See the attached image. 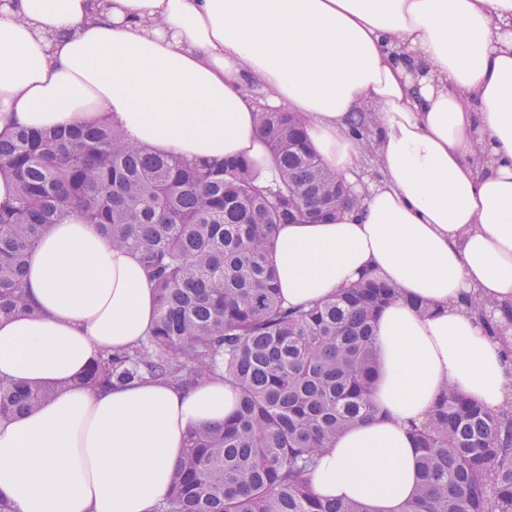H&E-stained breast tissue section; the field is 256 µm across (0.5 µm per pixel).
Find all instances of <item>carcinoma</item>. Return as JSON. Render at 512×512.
Instances as JSON below:
<instances>
[{"label":"carcinoma","mask_w":512,"mask_h":512,"mask_svg":"<svg viewBox=\"0 0 512 512\" xmlns=\"http://www.w3.org/2000/svg\"><path fill=\"white\" fill-rule=\"evenodd\" d=\"M258 125L280 174L276 190L249 164L200 168L130 143L110 125L21 131L0 141V177L15 187L0 207V316L36 317L27 257L78 209L106 240L137 254L157 304L152 333L97 355L71 386L152 380L184 387L224 368L239 406L195 430L155 512H369L322 499L306 476L321 451L373 411L375 321L398 298L359 282L309 308L284 306L274 232L297 216L325 220L357 199L311 151L291 112ZM48 386L0 378V421L46 402ZM419 490L400 512H512V406L497 415L448 389L414 429Z\"/></svg>","instance_id":"1"}]
</instances>
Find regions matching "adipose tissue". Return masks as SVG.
I'll return each instance as SVG.
<instances>
[{
	"instance_id": "obj_1",
	"label": "adipose tissue",
	"mask_w": 512,
	"mask_h": 512,
	"mask_svg": "<svg viewBox=\"0 0 512 512\" xmlns=\"http://www.w3.org/2000/svg\"><path fill=\"white\" fill-rule=\"evenodd\" d=\"M280 109L357 198L278 225L285 304L365 276L399 295L377 318L375 412L307 480L399 512L419 488L412 429L444 390L494 413L512 402V0H0V140L106 122L200 166L247 159L271 187L257 115ZM363 114L378 183L357 170ZM26 289L41 313L0 317V377L55 394L0 422V497L17 512H154L189 431L230 417L234 391L220 374L70 387L155 322L146 268L80 212L30 254Z\"/></svg>"
}]
</instances>
